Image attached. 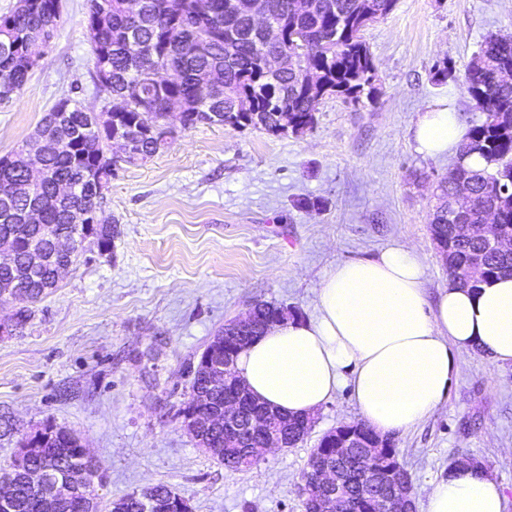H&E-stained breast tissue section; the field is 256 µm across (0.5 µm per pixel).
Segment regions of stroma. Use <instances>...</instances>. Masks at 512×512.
Returning <instances> with one entry per match:
<instances>
[{
	"instance_id": "stroma-1",
	"label": "stroma",
	"mask_w": 512,
	"mask_h": 512,
	"mask_svg": "<svg viewBox=\"0 0 512 512\" xmlns=\"http://www.w3.org/2000/svg\"><path fill=\"white\" fill-rule=\"evenodd\" d=\"M61 5L27 84L0 104V156L61 97L89 112L110 102L94 79L88 0ZM507 32L512 0H397L363 32L377 66L374 100L323 98L298 134L200 124L177 130L147 162H116L100 201L118 230L111 253L87 245L24 327L13 325L17 303H0V414L24 432L51 420L80 434L100 464L102 512L158 484L192 512H303L297 487L319 438L361 419L350 392L316 412L302 443L230 472L183 425L191 367L253 302L310 318L327 270L396 243L418 246L436 299L448 272L431 237L432 185L455 158L422 156L411 129L442 98L462 123L477 118L465 67L487 36ZM444 66L455 80L439 86L433 73ZM459 359L431 418L393 433L398 460L419 505L450 465L478 460L512 512V366L480 350Z\"/></svg>"
}]
</instances>
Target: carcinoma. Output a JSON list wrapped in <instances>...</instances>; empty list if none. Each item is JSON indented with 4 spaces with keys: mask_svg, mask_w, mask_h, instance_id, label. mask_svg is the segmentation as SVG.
<instances>
[{
    "mask_svg": "<svg viewBox=\"0 0 512 512\" xmlns=\"http://www.w3.org/2000/svg\"><path fill=\"white\" fill-rule=\"evenodd\" d=\"M60 0H18L14 10L0 17V103L12 100L28 80L31 68L22 44L31 31L41 33L51 43L57 31L54 4ZM397 0H238V8L224 11V0H213L214 11L206 16L198 11V0H144L145 20L140 38L154 45L159 60L141 59L128 42L131 21L126 0H89L90 14H100L104 24L93 40L94 77L123 103L112 115V124L100 129L76 101L69 114L45 128L48 136L68 143L66 153L44 158L47 177L32 197L16 194L13 186L26 177L27 157L32 139L22 142L12 153L0 157V246L15 254L14 263L0 265V298H15L22 307L15 326L31 317L29 305L51 294L58 285L57 267L73 264L68 253L55 250V240L69 233L91 236L100 254L112 249L118 235L110 218L97 215L96 226L77 228L68 224L69 213L80 206L99 209L92 201V188L83 181L88 168L106 171L113 166L108 153L112 136L137 134L161 114L166 100H181L186 112L185 128L198 124L242 129L248 113H264L263 129L275 135L286 120L295 132L314 125L315 107L308 95L304 70L317 72L319 96H336L358 104L374 99L376 64L362 32L371 23L393 11ZM284 23L288 37L273 30H258L251 17L256 8ZM304 42L306 64H296L279 74L269 75L258 64L263 54L281 55ZM178 78L167 83L168 71ZM512 34L491 35L480 45L465 70V85L473 107L479 111L460 144L459 154L480 153L488 167L482 170L456 168L471 195V205L462 219H448V204L454 184L446 179L433 189L430 214L432 240L439 257L456 279L467 278L462 286L476 289L490 278L512 271V255L494 251L484 242L463 233V224H481L494 211L502 232L512 238ZM169 144V137L157 128L150 137L138 139L137 153L125 159L129 164L144 162ZM60 181L79 185V194L63 198L56 192ZM38 207L44 223L28 224L25 212ZM46 258L40 269L26 265L29 256ZM257 327L279 313V306L265 301L252 305ZM212 345H206L194 368L190 398L181 415L193 412L198 418L196 437L214 458L231 472L250 470L259 460L242 449L224 447V429L212 425V418L224 415V389L209 386L208 361ZM303 418L279 414L271 427L288 434V442L304 440ZM355 437L356 453L372 443L376 432L362 422L349 424ZM37 438L27 456L15 458L18 492L12 512H42L41 500L27 482L31 469L42 470L60 479L62 493L51 512H100L94 481L100 466L81 452V440L70 429L46 421L35 430ZM316 463L336 462V442H318ZM398 462L392 442L376 456L378 470ZM350 485L338 503V512H380L384 490L373 485L371 475L356 468L350 458Z\"/></svg>",
    "mask_w": 512,
    "mask_h": 512,
    "instance_id": "1",
    "label": "carcinoma"
}]
</instances>
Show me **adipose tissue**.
<instances>
[{
	"label": "adipose tissue",
	"mask_w": 512,
	"mask_h": 512,
	"mask_svg": "<svg viewBox=\"0 0 512 512\" xmlns=\"http://www.w3.org/2000/svg\"><path fill=\"white\" fill-rule=\"evenodd\" d=\"M464 134L444 100L428 103L413 128L427 157L456 152ZM475 349L512 365V276L474 290L448 283L432 303L417 248L395 244L337 263L319 284L316 314L273 326L235 369L259 402L294 416L350 388L365 423L386 434L425 422L461 370L457 352ZM504 509L501 484L458 463L432 484L423 512Z\"/></svg>",
	"instance_id": "obj_1"
}]
</instances>
